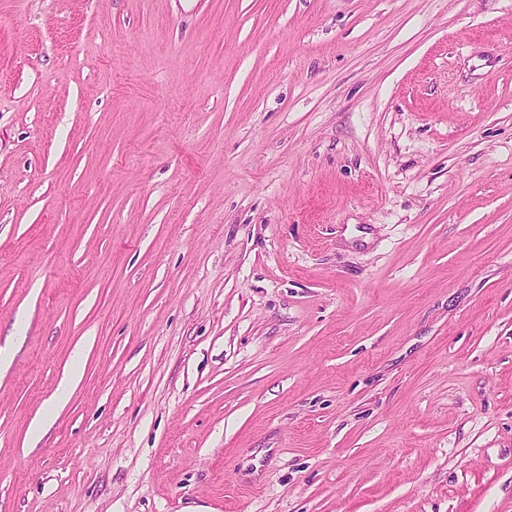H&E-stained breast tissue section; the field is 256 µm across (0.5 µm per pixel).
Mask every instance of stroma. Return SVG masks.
<instances>
[{"label":"stroma","instance_id":"obj_1","mask_svg":"<svg viewBox=\"0 0 512 512\" xmlns=\"http://www.w3.org/2000/svg\"><path fill=\"white\" fill-rule=\"evenodd\" d=\"M0 351V512H512V0H0Z\"/></svg>","mask_w":512,"mask_h":512}]
</instances>
